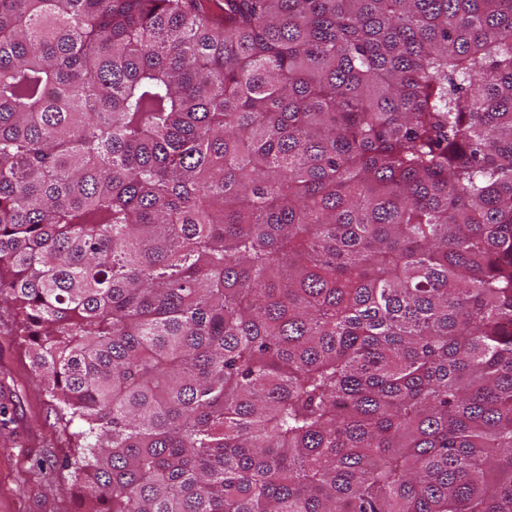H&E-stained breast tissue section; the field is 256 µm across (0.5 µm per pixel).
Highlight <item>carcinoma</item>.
Wrapping results in <instances>:
<instances>
[{
	"label": "carcinoma",
	"mask_w": 512,
	"mask_h": 512,
	"mask_svg": "<svg viewBox=\"0 0 512 512\" xmlns=\"http://www.w3.org/2000/svg\"><path fill=\"white\" fill-rule=\"evenodd\" d=\"M82 512H512V0H0V303Z\"/></svg>",
	"instance_id": "cac0c4a2"
}]
</instances>
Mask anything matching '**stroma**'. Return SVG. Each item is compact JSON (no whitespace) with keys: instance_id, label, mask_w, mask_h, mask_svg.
Segmentation results:
<instances>
[{"instance_id":"obj_1","label":"stroma","mask_w":512,"mask_h":512,"mask_svg":"<svg viewBox=\"0 0 512 512\" xmlns=\"http://www.w3.org/2000/svg\"><path fill=\"white\" fill-rule=\"evenodd\" d=\"M69 432L37 386L32 359L0 304V512H77L64 463Z\"/></svg>"}]
</instances>
